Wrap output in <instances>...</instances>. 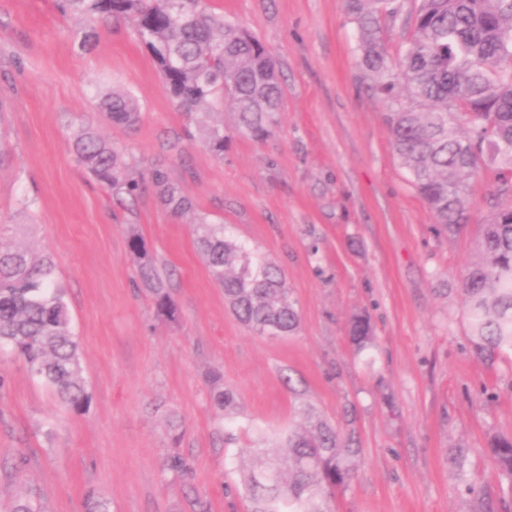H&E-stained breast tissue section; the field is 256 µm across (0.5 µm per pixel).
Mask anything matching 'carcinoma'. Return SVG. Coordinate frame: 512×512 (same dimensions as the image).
Instances as JSON below:
<instances>
[{
	"label": "carcinoma",
	"instance_id": "obj_1",
	"mask_svg": "<svg viewBox=\"0 0 512 512\" xmlns=\"http://www.w3.org/2000/svg\"><path fill=\"white\" fill-rule=\"evenodd\" d=\"M394 0H347L358 26L360 63L372 90L389 103L384 120L393 151L435 218L440 234L455 236L471 223L469 181L482 167H495L498 192L509 197L479 225L474 257L460 276L477 358L492 366L512 357V0H420L397 65L390 64L379 15L393 16ZM65 16L79 19L72 31L81 51L96 40L95 23L127 20L135 39L151 54L165 90L202 144L224 155V125L204 117L228 99L239 132L256 142L270 137L282 109V84L265 46L202 0H55ZM112 123L134 126L139 105L114 90L100 102ZM77 162L104 184L114 203L135 196L140 184L128 176L121 155L89 127L73 136ZM150 181L160 204L180 216L189 198L154 167ZM195 242L215 282L240 322L260 335L295 332L300 318L280 266L234 239L224 225L200 219ZM128 246L149 288L156 317L173 320L177 307L154 255L139 234ZM350 335L358 348L372 339L370 321L357 316ZM23 360L32 378L68 410L82 412L89 394L79 343L72 330L66 289L52 261L22 249H0V349ZM211 401L226 417L235 409L220 376L209 377ZM306 425L291 430L272 449L275 463L253 460L244 477L252 512H332V499L353 478L358 453L354 433L344 434L312 405ZM498 474L512 484V437L496 436L489 448ZM8 512H47L43 502L17 498Z\"/></svg>",
	"mask_w": 512,
	"mask_h": 512
}]
</instances>
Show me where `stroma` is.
<instances>
[{
  "label": "stroma",
  "mask_w": 512,
  "mask_h": 512,
  "mask_svg": "<svg viewBox=\"0 0 512 512\" xmlns=\"http://www.w3.org/2000/svg\"><path fill=\"white\" fill-rule=\"evenodd\" d=\"M261 40L282 72L279 125L253 142L221 108L228 147L215 157L188 138L147 51L124 22L98 23L90 51L74 47L76 18L54 0H0V247L50 256L68 290L91 403L60 406L22 360L0 350V502L29 496L48 512H82L87 493L110 512H249L245 454L256 435L297 428L312 404L359 440L354 477L335 512H512V485L488 453L512 434V363L472 353L459 276L477 226L498 201L472 183V224L437 235L396 158L359 64L346 0H204ZM381 16L398 58L419 0ZM120 88L137 100L132 127L98 108ZM95 128L142 181L128 209L72 153L74 129ZM168 170L194 205L174 216L151 185ZM281 266L300 326L277 339L238 320L194 242L199 218ZM172 270L174 321L156 319L128 235ZM374 336L358 350L353 316ZM236 397L232 422L211 406L208 375ZM179 453L188 473L167 470ZM25 457L15 472L16 457Z\"/></svg>",
  "instance_id": "35a3bbf8"
}]
</instances>
